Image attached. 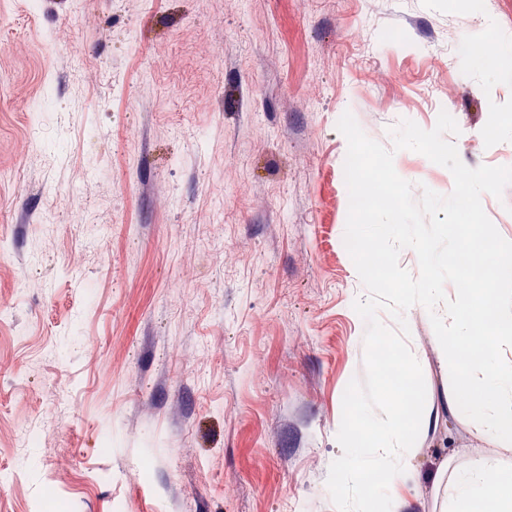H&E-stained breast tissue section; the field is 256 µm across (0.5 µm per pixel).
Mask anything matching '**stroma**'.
Listing matches in <instances>:
<instances>
[{"instance_id":"obj_1","label":"stroma","mask_w":512,"mask_h":512,"mask_svg":"<svg viewBox=\"0 0 512 512\" xmlns=\"http://www.w3.org/2000/svg\"><path fill=\"white\" fill-rule=\"evenodd\" d=\"M483 39L495 64L467 56ZM442 111L466 166L512 167V0H6L0 512H338L369 293L337 123L418 201L453 176L390 130ZM378 318L427 392L396 512H444L481 461L506 481L429 317Z\"/></svg>"}]
</instances>
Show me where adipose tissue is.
Returning a JSON list of instances; mask_svg holds the SVG:
<instances>
[{"mask_svg":"<svg viewBox=\"0 0 512 512\" xmlns=\"http://www.w3.org/2000/svg\"><path fill=\"white\" fill-rule=\"evenodd\" d=\"M490 464L484 463L458 472L448 497V512H473L476 501L487 500L492 512H512V494H502L488 479Z\"/></svg>","mask_w":512,"mask_h":512,"instance_id":"obj_1","label":"adipose tissue"}]
</instances>
